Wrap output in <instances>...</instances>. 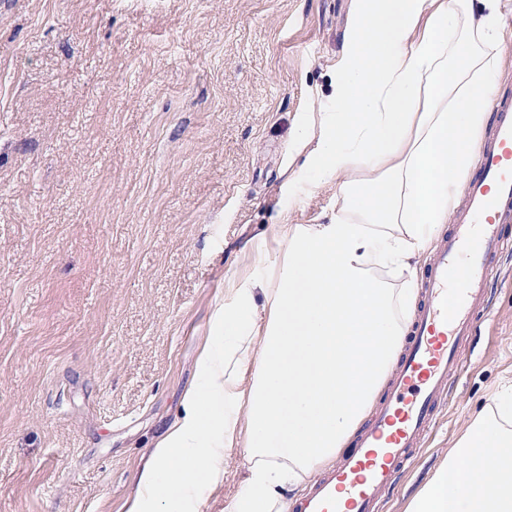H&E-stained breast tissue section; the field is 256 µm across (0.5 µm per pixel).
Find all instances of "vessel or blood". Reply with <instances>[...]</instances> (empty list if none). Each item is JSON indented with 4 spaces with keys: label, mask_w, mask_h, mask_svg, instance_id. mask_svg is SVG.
I'll return each instance as SVG.
<instances>
[{
    "label": "vessel or blood",
    "mask_w": 512,
    "mask_h": 512,
    "mask_svg": "<svg viewBox=\"0 0 512 512\" xmlns=\"http://www.w3.org/2000/svg\"><path fill=\"white\" fill-rule=\"evenodd\" d=\"M512 105L503 104L480 150L454 222L421 285L409 342L389 395L356 448L320 477L291 512H383L397 477L430 437L448 382L487 313L499 260L512 254Z\"/></svg>",
    "instance_id": "b4317fda"
}]
</instances>
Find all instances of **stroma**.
<instances>
[{
  "mask_svg": "<svg viewBox=\"0 0 512 512\" xmlns=\"http://www.w3.org/2000/svg\"><path fill=\"white\" fill-rule=\"evenodd\" d=\"M352 0H0V512H126L192 385L225 279L280 215ZM512 382V262L407 512L470 416Z\"/></svg>",
  "mask_w": 512,
  "mask_h": 512,
  "instance_id": "stroma-1",
  "label": "stroma"
}]
</instances>
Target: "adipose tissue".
<instances>
[{"label":"adipose tissue","instance_id":"adipose-tissue-1","mask_svg":"<svg viewBox=\"0 0 512 512\" xmlns=\"http://www.w3.org/2000/svg\"><path fill=\"white\" fill-rule=\"evenodd\" d=\"M328 111L292 182L335 185L328 224L272 228L277 273L227 280L182 410L128 512H200L228 452L224 512H288L373 406L416 304L412 283L481 146L502 59L499 0H353ZM408 512H512V389L472 415ZM228 464L229 474L224 480V486L208 496L202 512H224V498L230 497L236 492L242 475L239 468L238 449L233 448L230 451Z\"/></svg>","mask_w":512,"mask_h":512}]
</instances>
